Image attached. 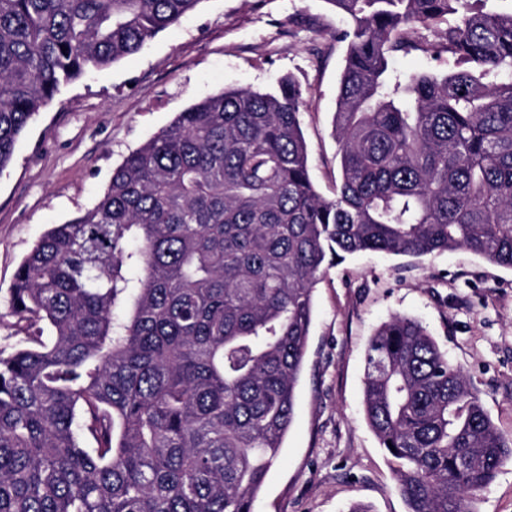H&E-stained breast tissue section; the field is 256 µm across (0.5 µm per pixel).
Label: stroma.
Instances as JSON below:
<instances>
[{
    "label": "stroma",
    "mask_w": 512,
    "mask_h": 512,
    "mask_svg": "<svg viewBox=\"0 0 512 512\" xmlns=\"http://www.w3.org/2000/svg\"><path fill=\"white\" fill-rule=\"evenodd\" d=\"M345 26L326 0H202L138 53L62 87L0 172V348L14 342L7 299L32 246L92 208L131 151L206 96L232 87L267 91L293 76L304 92L310 173L333 197ZM396 314L427 329L512 435V269L463 249L348 255L314 290L294 419L253 512H347L354 504L408 512L363 412L366 346ZM472 508L512 512V460Z\"/></svg>",
    "instance_id": "35a3bbf8"
}]
</instances>
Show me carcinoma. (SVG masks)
<instances>
[{"label":"carcinoma","mask_w":512,"mask_h":512,"mask_svg":"<svg viewBox=\"0 0 512 512\" xmlns=\"http://www.w3.org/2000/svg\"><path fill=\"white\" fill-rule=\"evenodd\" d=\"M200 2L0 0V172L61 85ZM325 2L350 21L335 197L310 177L298 81L225 89L132 151L19 264L0 512H252L334 260L463 248L512 269V7ZM407 50L454 67L402 78L391 62ZM364 415L408 512H471L512 459L465 375L400 315L366 349Z\"/></svg>","instance_id":"cac0c4a2"}]
</instances>
